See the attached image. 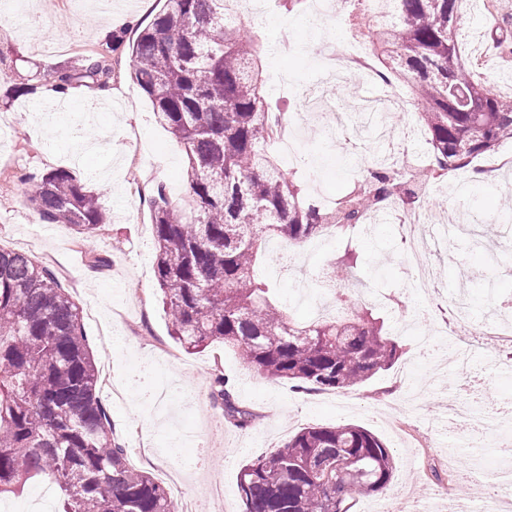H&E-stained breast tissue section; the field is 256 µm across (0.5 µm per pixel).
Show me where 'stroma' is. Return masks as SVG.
<instances>
[{
	"mask_svg": "<svg viewBox=\"0 0 512 512\" xmlns=\"http://www.w3.org/2000/svg\"><path fill=\"white\" fill-rule=\"evenodd\" d=\"M45 40L57 44L54 52L36 48L26 33L14 0H0V120L10 124L11 135L0 140V246L34 256L55 275L82 310L83 331L98 369L110 370L117 395L100 392L112 435L129 451L143 450L142 469L153 476L163 470L179 472L185 492L195 495L206 512H243L238 479L253 457L274 451L302 428L353 424L374 433L393 454L394 477L383 494L358 495L354 512H368L384 503L387 512H413L414 501L403 492L412 485L435 492L448 484L449 460L444 443L448 431L437 419L454 400L458 376L433 372L418 357L412 333L399 331V320L412 317L415 302L408 288L396 226L378 225L372 236L354 232L349 240L318 241L306 252L308 273L326 263L338 264L345 247L359 255L356 275L365 296H352L355 310L371 309L402 348L398 361L364 385L341 391L305 392L292 383L246 368L239 350L214 342L200 353H187L169 334V321L156 297L152 268L153 229L149 213L140 212L130 187L160 185L173 207L188 196V161L183 148L166 128L157 124L149 97L130 76L127 48L110 53L115 70L112 99L104 103L95 89L81 86L50 105L40 95L15 98V84L52 82L61 66L77 65L81 55L107 51L110 14L124 13L125 40L135 37L137 25L150 21L164 0H137L129 11L120 5L105 7L103 0H38ZM458 24L468 36L469 58H480V76L492 91L505 89L500 67L497 30L512 31V5L499 14H480L470 0L459 4ZM300 46L296 55L280 54V39ZM335 25L321 34L311 32L307 12L278 9L260 26L263 71H282L288 79L283 94L272 105L294 111L296 87L328 80L322 57L337 44ZM307 166L288 168L287 174L301 196L331 203L358 179V157L373 155L377 143L352 145L322 136L315 124L300 132ZM51 168H66L90 178L101 205L111 214L110 224L81 245L66 224L45 229L27 202L29 179ZM464 188L451 195L433 192L432 209L458 207L473 224L505 211L512 187L486 179L477 169L464 173ZM107 259L104 267H90L84 248ZM484 253L466 249L436 258V274L443 289L424 298L423 307L436 318L448 317V294L466 289L481 297L492 291L512 297V255L499 259L498 277L490 283L468 280L463 264L480 268ZM261 279L275 290L278 302L299 321L313 313L312 302L295 299L296 281L288 269L265 255ZM390 297L387 305L374 296ZM234 384L240 406L253 412L244 428L229 423L210 397L216 374ZM224 479V495H205L204 477Z\"/></svg>",
	"mask_w": 512,
	"mask_h": 512,
	"instance_id": "1",
	"label": "stroma"
}]
</instances>
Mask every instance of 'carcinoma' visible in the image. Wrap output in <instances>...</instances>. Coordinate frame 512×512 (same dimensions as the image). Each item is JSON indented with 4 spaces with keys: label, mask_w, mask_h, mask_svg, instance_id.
Masks as SVG:
<instances>
[{
    "label": "carcinoma",
    "mask_w": 512,
    "mask_h": 512,
    "mask_svg": "<svg viewBox=\"0 0 512 512\" xmlns=\"http://www.w3.org/2000/svg\"><path fill=\"white\" fill-rule=\"evenodd\" d=\"M131 44V75L154 117L184 148L189 196L173 208L153 193V272L171 336L197 353L215 341L244 364L306 390H345L388 370L400 348L372 313L301 323L255 279L268 241L299 247L329 227L342 231L395 198L420 202L419 185L367 159L361 183L326 208L299 196L273 163V113L253 57L252 31L224 21L231 0H165ZM397 21L371 34L380 72L397 74L417 101L429 177L492 150L512 135V97L489 91L462 62L458 0H393ZM114 68L85 55L54 72L58 89L106 88ZM39 220L67 224L80 239L109 223L98 194L70 170L42 173L29 196ZM99 372L81 310L53 273L25 252L0 247V496L39 475L63 498L58 512H178L149 472L112 438L98 396ZM211 398L247 426L228 381ZM393 457L373 433L351 424L306 427L241 470L244 512H351L357 494L382 493Z\"/></svg>",
    "instance_id": "cac0c4a2"
}]
</instances>
